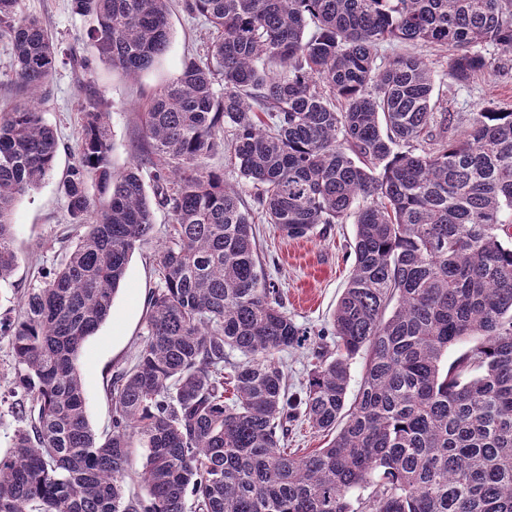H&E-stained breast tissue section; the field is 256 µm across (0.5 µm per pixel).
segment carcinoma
Listing matches in <instances>:
<instances>
[{
  "label": "carcinoma",
  "instance_id": "carcinoma-1",
  "mask_svg": "<svg viewBox=\"0 0 512 512\" xmlns=\"http://www.w3.org/2000/svg\"><path fill=\"white\" fill-rule=\"evenodd\" d=\"M19 6L0 0V37L26 99L0 112V284L19 263L15 204L59 151L35 102L74 59ZM187 8L217 36L150 100L140 150L152 165L113 169L108 114L86 98L62 190L87 232L21 297L23 315L0 325L22 423L0 454V512H186L189 496L197 512H354L349 494L368 486L360 512H512V111L488 106L466 123L438 112L424 57L378 54L393 41L445 49L448 77L467 85L494 68L476 46L512 56V0ZM70 10L92 21L84 40L97 57L125 74L170 48L169 0H70ZM226 129L254 210L204 166ZM156 206L171 215L160 285L134 362L107 384L112 424L99 435L77 361L112 316ZM257 213L290 238L355 216L334 350L317 352L292 395L276 354L309 337L260 270ZM300 418L330 436L325 447L284 448ZM136 436L145 497L124 490Z\"/></svg>",
  "mask_w": 512,
  "mask_h": 512
}]
</instances>
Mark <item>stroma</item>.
<instances>
[{
    "label": "stroma",
    "instance_id": "stroma-1",
    "mask_svg": "<svg viewBox=\"0 0 512 512\" xmlns=\"http://www.w3.org/2000/svg\"><path fill=\"white\" fill-rule=\"evenodd\" d=\"M22 14L37 16L49 24L55 44L73 49L84 58L85 68L57 66L39 108L56 132L60 150L49 178L22 196L13 215L14 240L19 265L9 283L0 285V321L17 319L19 299L31 288L43 287L66 254L83 235L82 227L70 224L62 193V181L75 163L82 135L81 107L89 92H96L108 114L112 139V166L125 169L137 161V144L143 135L142 114L151 98L179 74L185 55L205 54L212 30L203 17L187 12L185 0H172L169 15L171 49L156 66L131 78L112 70L93 55L83 41L87 20L73 15L68 0H21ZM485 56L497 58L495 71L479 76L466 86L447 75L448 53L429 47L421 53L436 75L441 107L470 118L487 106L512 108V60L498 59L496 50L481 46ZM168 211L156 208L155 236L132 255L126 282L113 301L111 317L89 337L78 366L83 378L86 414L97 432L108 431L112 404L107 384L116 371L126 367L145 333V302L157 288V261L167 244ZM355 224L319 225L314 234L290 238L269 224H257L259 257L269 278L280 285L289 315L310 333L328 331L336 304L347 285L353 257L349 245Z\"/></svg>",
    "mask_w": 512,
    "mask_h": 512
}]
</instances>
